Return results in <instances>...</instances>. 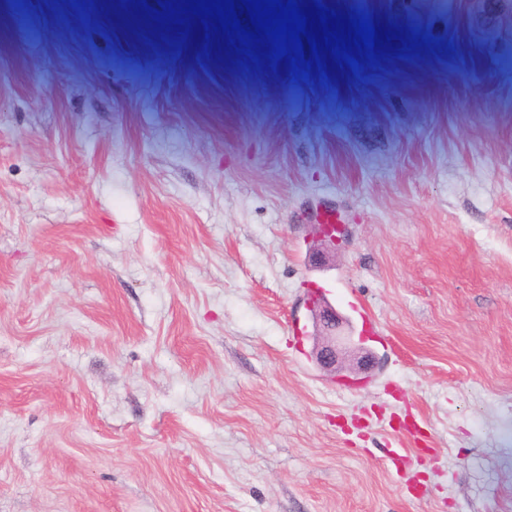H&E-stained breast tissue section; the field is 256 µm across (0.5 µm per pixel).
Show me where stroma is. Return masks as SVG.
Returning a JSON list of instances; mask_svg holds the SVG:
<instances>
[{
  "mask_svg": "<svg viewBox=\"0 0 512 512\" xmlns=\"http://www.w3.org/2000/svg\"><path fill=\"white\" fill-rule=\"evenodd\" d=\"M93 6L0 7V512H512V0H369L432 43L306 79ZM310 311L317 328L316 360L322 368L336 371V366H341L345 355L349 353L344 343L348 336L341 334L343 318L330 307H313Z\"/></svg>",
  "mask_w": 512,
  "mask_h": 512,
  "instance_id": "stroma-1",
  "label": "stroma"
}]
</instances>
